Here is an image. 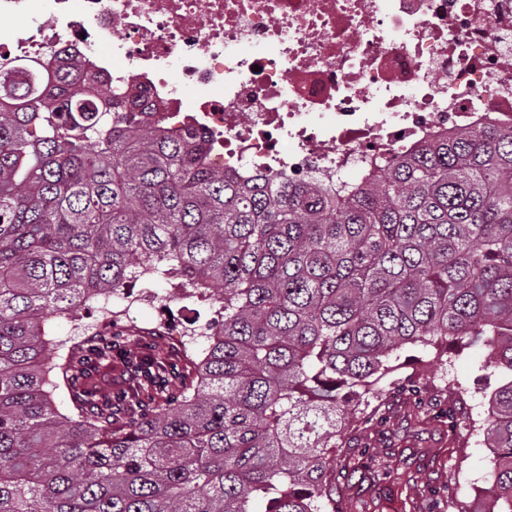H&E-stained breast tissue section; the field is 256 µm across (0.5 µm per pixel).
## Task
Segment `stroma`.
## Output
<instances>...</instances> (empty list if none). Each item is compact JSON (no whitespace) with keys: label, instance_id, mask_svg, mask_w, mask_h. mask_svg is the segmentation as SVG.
Masks as SVG:
<instances>
[{"label":"stroma","instance_id":"stroma-1","mask_svg":"<svg viewBox=\"0 0 512 512\" xmlns=\"http://www.w3.org/2000/svg\"><path fill=\"white\" fill-rule=\"evenodd\" d=\"M153 297L123 308L121 329L131 340H153L170 360L185 364L183 330H159V297L173 284L158 281ZM473 347L447 365L417 361L404 350L364 415L336 439L346 476L336 487L342 512H475L489 485L492 453L478 430L499 378L483 368ZM373 448L366 456L365 448Z\"/></svg>","mask_w":512,"mask_h":512}]
</instances>
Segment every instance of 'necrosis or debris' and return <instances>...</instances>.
<instances>
[{
	"instance_id": "obj_1",
	"label": "necrosis or debris",
	"mask_w": 512,
	"mask_h": 512,
	"mask_svg": "<svg viewBox=\"0 0 512 512\" xmlns=\"http://www.w3.org/2000/svg\"><path fill=\"white\" fill-rule=\"evenodd\" d=\"M0 53L78 60L249 177L333 187L512 127V0H0Z\"/></svg>"
}]
</instances>
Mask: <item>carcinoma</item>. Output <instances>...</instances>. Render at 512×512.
Returning a JSON list of instances; mask_svg holds the SVG:
<instances>
[{
  "label": "carcinoma",
  "mask_w": 512,
  "mask_h": 512,
  "mask_svg": "<svg viewBox=\"0 0 512 512\" xmlns=\"http://www.w3.org/2000/svg\"><path fill=\"white\" fill-rule=\"evenodd\" d=\"M70 62L0 55V512H327L338 433L405 347L486 350V512H512V129L348 190L245 180ZM179 281L217 305L192 375L122 311L50 361V317ZM121 359L126 385L82 384ZM60 370L77 419L55 404Z\"/></svg>",
  "instance_id": "1"
}]
</instances>
